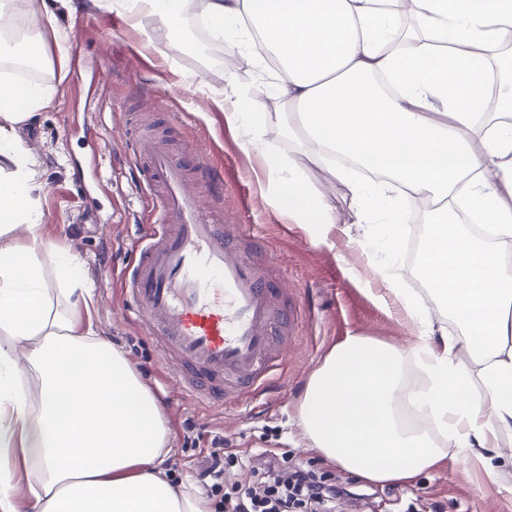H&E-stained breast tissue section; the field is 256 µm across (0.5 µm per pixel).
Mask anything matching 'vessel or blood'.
<instances>
[{
	"label": "vessel or blood",
	"instance_id": "1",
	"mask_svg": "<svg viewBox=\"0 0 512 512\" xmlns=\"http://www.w3.org/2000/svg\"><path fill=\"white\" fill-rule=\"evenodd\" d=\"M160 220L139 242L126 281L135 314L158 339L182 395L210 406L254 393L274 367L285 321L279 290L246 253L240 230L215 223L180 159L139 140Z\"/></svg>",
	"mask_w": 512,
	"mask_h": 512
}]
</instances>
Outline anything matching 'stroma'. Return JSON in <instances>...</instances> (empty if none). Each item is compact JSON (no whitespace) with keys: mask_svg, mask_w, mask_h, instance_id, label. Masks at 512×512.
Listing matches in <instances>:
<instances>
[{"mask_svg":"<svg viewBox=\"0 0 512 512\" xmlns=\"http://www.w3.org/2000/svg\"><path fill=\"white\" fill-rule=\"evenodd\" d=\"M50 5L59 24L73 32L68 54L60 56L55 44H48L44 67L20 75L56 91L54 106L19 130L41 187L44 227L36 250L48 267L64 250L83 261L94 286L93 332L110 337L142 372L167 419V477L192 484L217 502L231 488L250 484L248 460L268 449L285 467L301 466L352 489L353 497L336 500L331 512H512V500L464 461L400 487L324 465L306 448L297 403L327 352L352 335L404 346L411 339L407 326L373 299L372 273L357 260L347 237L315 243L306 225L280 212L259 159L242 150L238 130L183 82V74L198 69L196 56L145 49L142 33L123 11L108 5L74 11L62 0H26L18 16L23 29ZM211 49L220 57L208 66L211 83L223 84L230 71L238 88L261 101L268 97L266 79L236 48L215 43ZM145 134L167 142L187 165L203 156L220 169V181H191L192 192L216 223L242 227L246 250L282 289L287 339L277 369L254 398L216 408L182 398L169 377L170 363L134 316L121 286V275L135 257L133 245L153 221L152 195L144 187L146 164L133 154L134 142ZM216 435L230 451L217 486L200 476Z\"/></svg>","mask_w":512,"mask_h":512,"instance_id":"35a3bbf8","label":"stroma"}]
</instances>
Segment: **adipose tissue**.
Returning <instances> with one entry per match:
<instances>
[{
	"label": "adipose tissue",
	"mask_w": 512,
	"mask_h": 512,
	"mask_svg": "<svg viewBox=\"0 0 512 512\" xmlns=\"http://www.w3.org/2000/svg\"><path fill=\"white\" fill-rule=\"evenodd\" d=\"M133 26L174 31L189 0H113ZM198 0L215 40L239 33L258 67L277 53L269 91L287 103L305 162L265 154L272 120L252 97L190 75L241 147L264 153L275 203L328 242L336 216L321 168L344 183L354 241L381 282L374 296L416 337L403 349L366 336L333 346L298 404L301 437L329 465L406 485L444 459L476 460L498 491L512 454V0ZM397 87L388 94L379 79ZM54 102L45 84L0 81V459L18 463L29 512H213L189 484L167 478L169 429L155 396L106 337L82 323L92 301L83 264L55 258L67 299L54 308L34 251L40 189L17 127ZM369 172L352 179L337 156ZM432 206L425 295L403 285L397 258L408 212ZM483 224L486 235L468 232ZM25 225L27 238L15 236ZM457 333H449V325ZM34 378L29 391L25 378Z\"/></svg>",
	"instance_id": "obj_1"
}]
</instances>
